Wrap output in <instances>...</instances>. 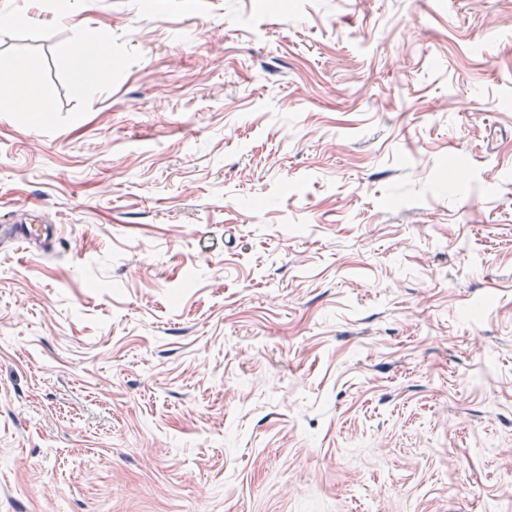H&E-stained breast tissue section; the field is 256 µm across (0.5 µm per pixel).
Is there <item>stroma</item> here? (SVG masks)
<instances>
[{"mask_svg": "<svg viewBox=\"0 0 512 512\" xmlns=\"http://www.w3.org/2000/svg\"><path fill=\"white\" fill-rule=\"evenodd\" d=\"M142 58L0 115V512H512V0H97ZM2 223L4 224L0 225L1 241L8 239L11 242L25 245L26 249L34 248L37 242L45 241L53 234L49 228L39 230L31 224H23L22 221L18 224V221L10 219L3 220Z\"/></svg>", "mask_w": 512, "mask_h": 512, "instance_id": "obj_1", "label": "stroma"}]
</instances>
